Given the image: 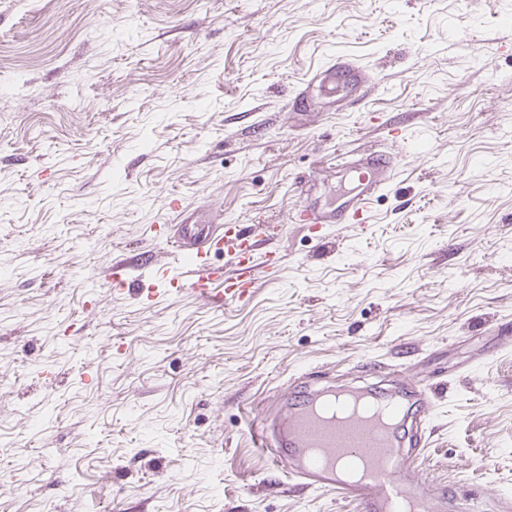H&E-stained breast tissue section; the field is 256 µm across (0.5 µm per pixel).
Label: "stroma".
Returning a JSON list of instances; mask_svg holds the SVG:
<instances>
[{
  "label": "stroma",
  "mask_w": 512,
  "mask_h": 512,
  "mask_svg": "<svg viewBox=\"0 0 512 512\" xmlns=\"http://www.w3.org/2000/svg\"><path fill=\"white\" fill-rule=\"evenodd\" d=\"M512 0H0V512H357L253 448L306 375L438 392L420 469L512 491ZM368 87L309 85L328 58ZM306 88L304 108L289 106ZM397 166L362 232L289 219ZM283 224L244 302L100 277L172 261L170 203Z\"/></svg>",
  "instance_id": "1"
}]
</instances>
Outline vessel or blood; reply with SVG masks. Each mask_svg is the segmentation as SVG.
I'll return each mask as SVG.
<instances>
[{
	"mask_svg": "<svg viewBox=\"0 0 512 512\" xmlns=\"http://www.w3.org/2000/svg\"><path fill=\"white\" fill-rule=\"evenodd\" d=\"M344 77L366 81L360 64L345 55L331 59L312 79L332 86ZM395 166V157L383 151L350 153L344 168L354 177L355 193L333 208L302 204L296 221L365 229L372 203ZM175 218V227L159 224L154 233L180 254L179 264L163 267L148 251L123 249L106 275L116 292L151 302L177 294L220 308L248 299L261 278H274L283 267L282 255L266 246L273 226L211 227L181 208ZM134 271L144 272L143 282L131 280ZM436 400L434 392L400 376L387 388H336L326 386L323 378H310L279 413L252 429L251 438L298 486L338 493L353 501L358 512H512L511 493L489 505L479 492L458 496L447 483L419 472Z\"/></svg>",
	"mask_w": 512,
	"mask_h": 512,
	"instance_id": "obj_1",
	"label": "vessel or blood"
}]
</instances>
